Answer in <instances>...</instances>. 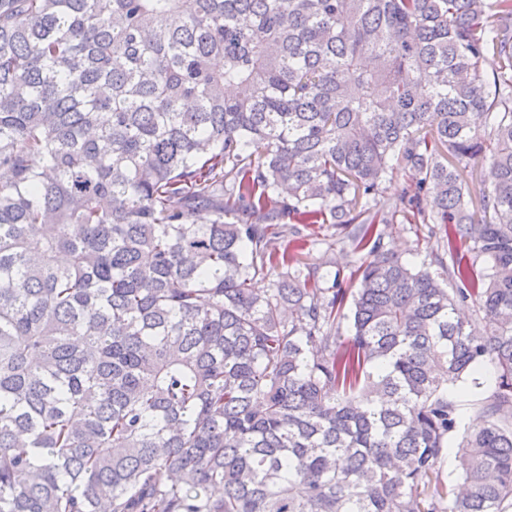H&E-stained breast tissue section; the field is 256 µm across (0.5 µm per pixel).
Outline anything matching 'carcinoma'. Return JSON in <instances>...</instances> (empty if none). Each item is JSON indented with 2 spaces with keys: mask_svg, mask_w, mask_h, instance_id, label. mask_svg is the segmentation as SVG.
<instances>
[{
  "mask_svg": "<svg viewBox=\"0 0 512 512\" xmlns=\"http://www.w3.org/2000/svg\"><path fill=\"white\" fill-rule=\"evenodd\" d=\"M511 508L512 0H0V512ZM409 182V173L407 170L396 167L393 173L387 177L383 184V194L379 197L380 205H388L401 192L402 188ZM432 224H408L401 216L395 224L385 228L384 243L403 262L413 266L429 264L432 251L436 249V239L431 235ZM312 229L315 235L310 237L304 246V256L306 262L319 264L321 266L320 275L327 279L323 285L329 288L333 283L335 272L340 269L339 282H342L343 288H356V283L349 284L347 277L350 269L358 265V256L352 254L343 243V235L339 228L334 224H316ZM487 375V377L476 375L481 378L479 379L480 382H484L485 386L482 388H478L471 378L464 383L459 382L457 385L448 386L449 395L457 401L459 415L458 429L448 439V458L445 460L443 465L444 474L445 476H448V479H454L458 476V471L456 470L457 459L458 456L462 454L463 448L459 450H456L455 448H458L461 441V434L465 428L472 425L474 423V418L478 415L477 403L483 397L486 384H490L492 381L489 372H487Z\"/></svg>",
  "mask_w": 512,
  "mask_h": 512,
  "instance_id": "1",
  "label": "carcinoma"
}]
</instances>
